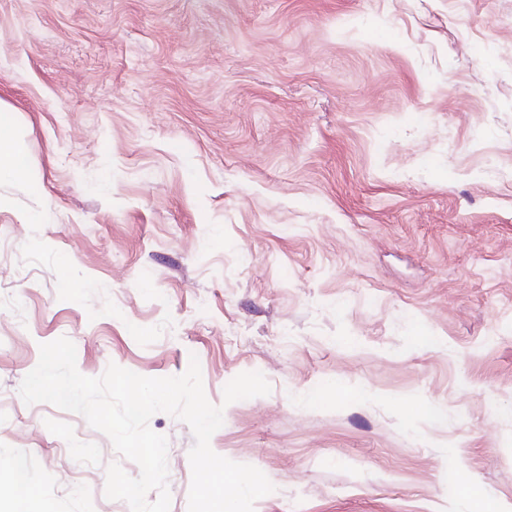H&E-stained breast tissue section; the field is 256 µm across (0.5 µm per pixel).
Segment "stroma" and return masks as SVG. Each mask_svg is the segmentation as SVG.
<instances>
[{
	"label": "stroma",
	"mask_w": 512,
	"mask_h": 512,
	"mask_svg": "<svg viewBox=\"0 0 512 512\" xmlns=\"http://www.w3.org/2000/svg\"><path fill=\"white\" fill-rule=\"evenodd\" d=\"M0 122V461L52 512L140 474L22 400L61 337L198 359L254 512H512V0H0ZM149 426L188 512L192 430ZM29 168V156L10 130L0 124V180H24Z\"/></svg>",
	"instance_id": "obj_1"
}]
</instances>
